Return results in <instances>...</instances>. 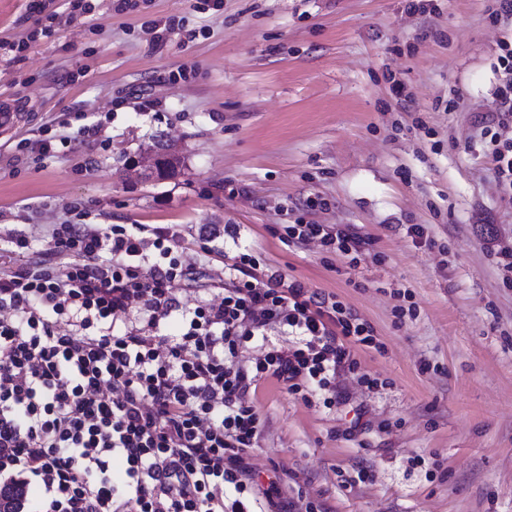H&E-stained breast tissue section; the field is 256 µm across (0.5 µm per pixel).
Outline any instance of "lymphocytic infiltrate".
<instances>
[{
    "instance_id": "obj_1",
    "label": "lymphocytic infiltrate",
    "mask_w": 512,
    "mask_h": 512,
    "mask_svg": "<svg viewBox=\"0 0 512 512\" xmlns=\"http://www.w3.org/2000/svg\"><path fill=\"white\" fill-rule=\"evenodd\" d=\"M502 38L493 64L498 108L477 138L495 182L512 200V0H487ZM288 242H318L358 265L365 238L333 224L285 227ZM175 226L61 224L45 258L25 259L22 232L6 234L15 269L0 274V499L7 512H255L251 472L260 418L248 395L273 378L297 395L316 387L332 407L341 370L373 328L329 294L279 271L240 274L220 303L182 306L188 277ZM138 330H119L131 312ZM179 317L181 330L165 328ZM301 343L267 348L253 366L239 354L270 325ZM125 465L122 483L112 462ZM236 496L225 500V487ZM43 491L33 498V488Z\"/></svg>"
}]
</instances>
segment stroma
<instances>
[{
    "mask_svg": "<svg viewBox=\"0 0 512 512\" xmlns=\"http://www.w3.org/2000/svg\"><path fill=\"white\" fill-rule=\"evenodd\" d=\"M136 2L102 0L0 58V104L19 114L0 131V232L25 231L35 260L53 224H176L193 269L175 285L183 305L220 299L246 249L259 270L336 295L381 347L341 372L339 408L259 383L258 484L276 471L280 505L319 512H512V207L475 127L496 108L485 0L433 14L404 0ZM153 20L179 27L158 44ZM34 26L28 0H0V40ZM90 124L94 148L28 150ZM159 141L179 159L164 178L142 165ZM299 220L369 238L358 267L287 243Z\"/></svg>",
    "mask_w": 512,
    "mask_h": 512,
    "instance_id": "stroma-1",
    "label": "stroma"
}]
</instances>
